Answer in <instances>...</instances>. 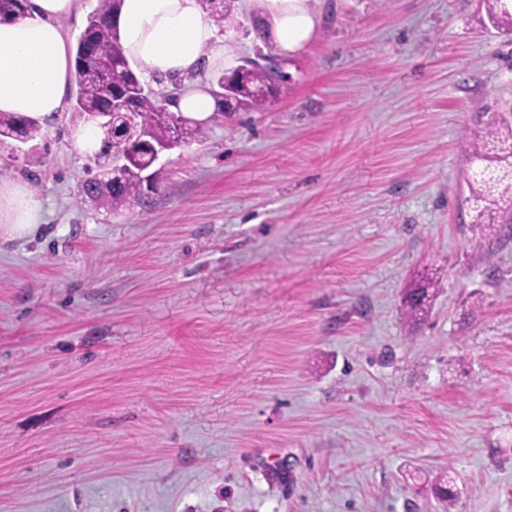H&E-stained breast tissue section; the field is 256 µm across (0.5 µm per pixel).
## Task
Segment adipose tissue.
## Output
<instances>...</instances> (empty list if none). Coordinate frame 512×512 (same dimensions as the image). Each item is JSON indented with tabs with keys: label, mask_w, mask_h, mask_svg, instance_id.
<instances>
[{
	"label": "adipose tissue",
	"mask_w": 512,
	"mask_h": 512,
	"mask_svg": "<svg viewBox=\"0 0 512 512\" xmlns=\"http://www.w3.org/2000/svg\"><path fill=\"white\" fill-rule=\"evenodd\" d=\"M80 0H30L21 15L0 21V112L50 121L61 112L69 88L72 54L61 19ZM254 17L265 39L282 55L301 52L323 18L321 0H254ZM121 46L144 81L179 79L175 111L199 122L218 102L194 75L234 66L226 40L207 17L204 0H123L117 16ZM39 205L25 185L0 182V226L12 236L33 230Z\"/></svg>",
	"instance_id": "1"
}]
</instances>
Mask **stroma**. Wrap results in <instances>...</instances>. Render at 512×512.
Wrapping results in <instances>:
<instances>
[{"label":"stroma","mask_w":512,"mask_h":512,"mask_svg":"<svg viewBox=\"0 0 512 512\" xmlns=\"http://www.w3.org/2000/svg\"><path fill=\"white\" fill-rule=\"evenodd\" d=\"M325 11L152 208L76 205L71 110L0 144L41 207L0 232V512H512V239L472 225L461 148L512 33L483 0ZM438 288L434 279L420 280L406 291L404 298V318L410 329L417 327L428 316L429 308L425 299H431Z\"/></svg>","instance_id":"1"}]
</instances>
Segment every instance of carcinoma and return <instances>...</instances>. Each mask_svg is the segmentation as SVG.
<instances>
[{
  "label": "carcinoma",
  "instance_id": "obj_1",
  "mask_svg": "<svg viewBox=\"0 0 512 512\" xmlns=\"http://www.w3.org/2000/svg\"><path fill=\"white\" fill-rule=\"evenodd\" d=\"M212 9H219L218 18L225 27L237 25L235 0H205ZM488 21L495 27H512V12L504 0H484ZM122 0H97V6L88 18L87 26L77 39L73 82L76 87L72 98V111L91 116L109 109L112 96L137 89L134 111L137 112L141 136L148 141L162 139L175 124L178 114L162 103L161 94L145 89L139 74L124 56L120 34L114 20ZM271 83L267 65L255 62L240 71L235 70L231 93L237 108L261 111L269 102L259 90ZM512 106L503 105L491 113L483 126L465 139L463 179L469 196L466 202L473 212L474 224H502L512 230V122L508 114ZM40 121L28 117L0 113V143L19 136L36 138L41 134ZM102 150L94 155L88 177L80 185L76 203L88 205L96 201L95 208L117 214L134 205L150 207L154 200L143 195L141 165L143 153L123 138H105ZM123 158L125 167L112 177L109 160ZM438 282L420 280L406 291L404 318L413 329L428 316L426 298L435 293Z\"/></svg>",
  "mask_w": 512,
  "mask_h": 512
}]
</instances>
